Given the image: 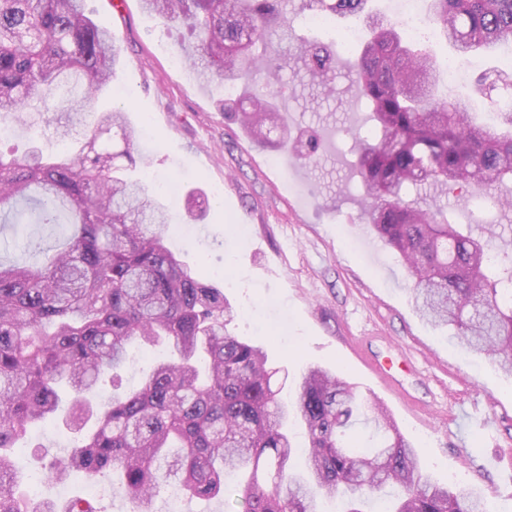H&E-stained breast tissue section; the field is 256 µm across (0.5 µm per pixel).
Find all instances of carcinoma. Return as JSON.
<instances>
[{"mask_svg":"<svg viewBox=\"0 0 512 512\" xmlns=\"http://www.w3.org/2000/svg\"><path fill=\"white\" fill-rule=\"evenodd\" d=\"M284 2L143 0L196 36L189 59L202 81L219 84L280 71L274 40L292 36ZM307 2L331 19L360 16L368 0ZM427 23L460 55L491 54L512 45V0H431ZM120 53L87 0H0V121L30 127L57 108L82 118ZM300 56L306 76L330 85V45L303 40ZM435 58L396 23L374 19L350 63L377 129L371 140L348 132L362 217L407 268L422 317L512 375V239L464 233L440 206L405 200L410 189L459 184L486 195L512 178V105H500L490 126L470 100L438 97ZM224 109L260 144L288 137V121L261 90ZM132 141L117 108L99 113L72 157L0 155V224L24 226L30 256L0 260V512H97L83 499L39 505L25 489L16 453L32 425L57 418L80 438L51 476L116 474L112 494L126 496L130 512H154L172 485L221 503L229 473L244 476L239 512H315L318 498L339 492L342 512H364L387 487L395 496L384 512H486L476 489L436 482L387 410L363 406L338 374L309 367L295 399H280L263 347L226 329L233 310L222 289L166 245L165 205L124 174L120 160L135 164ZM63 208L65 240L46 248L44 233L60 225ZM133 343L165 344L170 357L137 390L92 406L101 376L125 365ZM361 415L383 433L380 445L347 433ZM294 419L307 440L302 470L292 464ZM92 420L96 429L83 433Z\"/></svg>","mask_w":512,"mask_h":512,"instance_id":"carcinoma-1","label":"carcinoma"}]
</instances>
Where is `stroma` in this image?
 Wrapping results in <instances>:
<instances>
[{
	"label": "stroma",
	"instance_id": "35a3bbf8",
	"mask_svg": "<svg viewBox=\"0 0 512 512\" xmlns=\"http://www.w3.org/2000/svg\"><path fill=\"white\" fill-rule=\"evenodd\" d=\"M115 0H88L94 20L112 31L122 46L108 86L92 101V112L122 107L135 131L134 155L146 163L134 174L152 185L175 180L176 194L161 193L173 223L169 246L209 283L222 285L236 316L228 329L262 343L272 366L292 378L310 365L332 370L355 383L367 401L379 402L417 450L423 466L439 483L477 488L488 512H512V377L495 359L466 351L434 330L417 311L413 281L400 260L362 219L359 181L351 168L352 141L346 129L372 134L368 108L356 95L349 73L351 52L339 45L340 32L359 27L356 17L333 19L327 30L308 28L303 0H288L298 39L336 45L335 93L324 96L301 68L296 42L279 44L287 61L266 86L275 96L292 137L316 134L317 159L298 160L290 147L272 148L249 139L224 112L225 93L200 82L188 68L175 67L196 40L147 12L141 0L115 8ZM508 48L480 56L466 81L441 93L468 97L481 119L493 123L498 107L480 93L479 71L502 67ZM70 154L72 146L53 126H13L0 141V154ZM203 192L209 204L191 234L181 227L187 193ZM449 223L483 230L512 224V181L476 198L466 191L441 198ZM249 235L240 238L238 225ZM406 357L412 369L400 372L404 391L389 387L372 369L374 360ZM496 412L498 438L468 423L472 410ZM61 424L33 429L18 461L23 472L42 471L45 458L63 452ZM111 476L64 484L45 481V497L63 502L92 497L105 512H129L128 501L109 494L92 496L94 485H111Z\"/></svg>",
	"mask_w": 512,
	"mask_h": 512
}]
</instances>
